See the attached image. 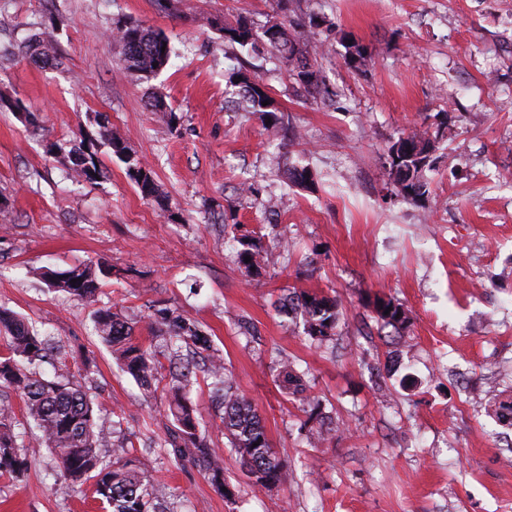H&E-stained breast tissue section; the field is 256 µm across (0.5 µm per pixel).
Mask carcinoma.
Here are the masks:
<instances>
[{"label": "carcinoma", "instance_id": "obj_1", "mask_svg": "<svg viewBox=\"0 0 512 512\" xmlns=\"http://www.w3.org/2000/svg\"><path fill=\"white\" fill-rule=\"evenodd\" d=\"M224 42L231 47L256 49L258 40L288 63L289 76L305 88H317L319 80L311 74L318 52L303 45L288 33L285 25L268 21L262 34L241 17L235 24L221 27ZM116 37L122 46L125 71L132 76H148L162 70L169 62L171 49L163 47L167 37L139 25H120ZM25 54L43 63L54 58L55 48L43 38H36L26 46ZM158 66H153V63ZM228 83L237 88L239 103L244 111L258 116L262 122L276 125L277 108L267 84L257 79L249 81L242 68L228 72ZM269 101L264 106L262 102ZM100 140L107 144L129 170L128 176L145 197H158L159 189L145 163L127 151L120 134L105 124L100 125ZM444 136L441 126L431 129L422 126L410 134L392 141L387 149L389 175L393 193L407 202L417 203L428 196L426 171L434 163L437 143ZM94 143L83 139L70 143L67 152L68 176L93 181L99 175V159L93 151ZM236 252L239 266L246 271L257 270L274 262L275 253L256 240L243 236L238 239ZM251 261H245V257ZM112 279V267H74L53 273L50 286L78 301L92 304L98 301L100 288ZM280 311L289 315L296 312L302 319L304 332L320 343L335 336L339 323V303L336 299L318 293L293 291L280 300ZM375 312L382 326L394 329L405 325L408 313L404 306L392 299H380ZM93 330L103 343L112 348L121 367L143 390L150 392L165 379L168 370V391L172 395L167 418L171 423L165 444L174 448L175 455L188 459L208 475L212 485L224 497L233 495L224 479V459L209 447L200 430V423L187 388L197 382L202 371L212 379L213 398L221 409L220 420L229 444L254 478L259 490L270 489L281 479L285 461L270 448L261 417L254 403L238 392L232 379L224 373L223 360L214 349L210 338L190 319L169 308L157 310L156 324L167 336L168 364H163L156 351L133 342L134 325L129 319L109 309L97 308L92 314ZM0 337L5 339L8 355L0 358V388H8L20 397L23 417L41 433L46 447L55 455L62 475L74 483L91 486L103 512H157V505L166 497L164 488L151 482L146 469L130 457L134 443L124 438L111 443L112 432L99 424L94 402L86 388L70 379V373L61 365H53L55 376L46 379L29 366L49 358L47 342L25 320L15 313L0 308ZM276 382L285 392L295 395L302 391L304 373L294 361L282 354L275 361ZM19 421L10 401H0V476H18L28 469L35 451L20 452ZM112 445L113 460L103 461L98 448Z\"/></svg>", "mask_w": 512, "mask_h": 512}]
</instances>
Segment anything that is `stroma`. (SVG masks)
<instances>
[{"instance_id": "obj_1", "label": "stroma", "mask_w": 512, "mask_h": 512, "mask_svg": "<svg viewBox=\"0 0 512 512\" xmlns=\"http://www.w3.org/2000/svg\"><path fill=\"white\" fill-rule=\"evenodd\" d=\"M286 20L318 46L320 91L299 86L267 47L242 55L279 109L277 127L228 107L223 24ZM162 32L171 58L139 79L123 69L116 25ZM39 35L55 65L6 55ZM365 59L354 66L347 46ZM161 94L169 112L146 107ZM442 124L429 196L390 192L387 149L423 121ZM118 131L152 170L144 198L125 164L99 147L94 182L64 177L50 144ZM305 166L311 185L287 181ZM234 207V224L222 214ZM288 242L257 274L236 261V237ZM103 262L98 304L155 336V312L195 321L225 372L256 405L280 482L254 493L220 428L210 380L190 398L224 457V498L163 445L166 387L144 393L93 331L91 307L44 274ZM337 298L343 316L319 343L280 314L290 290ZM408 311L383 326L377 299ZM0 307L73 354L104 425L119 421L133 457L167 488L163 512H512V426L489 417L485 393L512 399V0H0ZM307 368L303 393L275 382L277 353ZM320 407L332 421L313 446L299 426ZM28 471L0 476V512H101L74 488L35 430Z\"/></svg>"}]
</instances>
